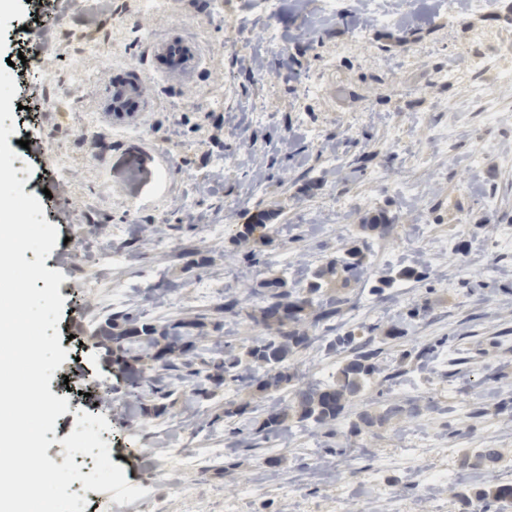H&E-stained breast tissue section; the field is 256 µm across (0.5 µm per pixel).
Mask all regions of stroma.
I'll return each instance as SVG.
<instances>
[{"label": "stroma", "mask_w": 512, "mask_h": 512, "mask_svg": "<svg viewBox=\"0 0 512 512\" xmlns=\"http://www.w3.org/2000/svg\"><path fill=\"white\" fill-rule=\"evenodd\" d=\"M388 24L355 41L362 0L322 14L319 0H60L36 13L29 0L0 10V67L15 77V132L8 138L23 191L38 196L60 237L45 261L61 271L60 346L82 355L53 373L50 390L66 396L47 450L77 411L105 416L112 463L133 486H152L160 512H345L356 503L384 512H496L478 500L486 481L481 449L502 455L496 480L512 481V249L499 247L512 228V25L495 11L435 10L425 0L404 21L389 0ZM414 38L397 43L404 25ZM174 37L200 49L189 77L144 66L143 42ZM25 56L26 66L16 64ZM486 58L485 70L470 68ZM456 80H449V72ZM141 85L144 121L117 127L102 109L115 74ZM455 127L447 151L432 148V130ZM36 133L40 153L18 147ZM139 143L150 161L128 170L121 157ZM480 154L478 166L467 158ZM363 158L365 171L338 170ZM68 166L59 178V166ZM412 176L418 201L397 185ZM491 196L495 209L482 200ZM193 207H186V200ZM388 210L390 232L361 227L367 213ZM265 210L272 241L241 259L236 235ZM465 223H458V216ZM218 225L215 233L207 225ZM143 225L161 227L165 247L143 241ZM362 245L370 278L414 266L421 281H396L382 294L369 285L337 289L341 312L307 325L312 341L290 362L303 381L333 383L344 360L329 344L355 331L378 349L373 376L336 423L316 427L289 419L286 442L254 445L250 429L287 391L260 394L248 385L214 388L196 400L185 383L163 412L134 415L97 348L92 330L127 309L156 324L201 323L202 357L220 346L244 354L264 329L252 320L254 289L268 276L294 281L352 245ZM127 255L105 267V251ZM103 276L108 294L84 283ZM215 282L200 302L196 287ZM239 299L248 312L225 314ZM424 315H414L420 305ZM404 330L390 340L391 326ZM433 358H419L424 347ZM81 392L64 393L68 373ZM414 402L421 411L351 427L361 414Z\"/></svg>", "instance_id": "obj_1"}]
</instances>
